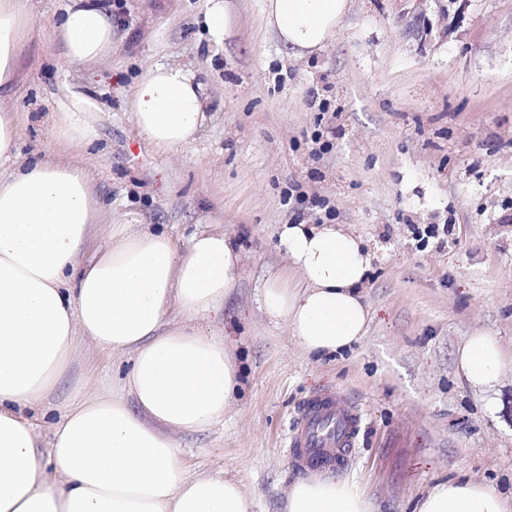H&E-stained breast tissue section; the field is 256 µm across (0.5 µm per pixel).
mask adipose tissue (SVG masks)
Segmentation results:
<instances>
[{
  "label": "adipose tissue",
  "instance_id": "obj_1",
  "mask_svg": "<svg viewBox=\"0 0 512 512\" xmlns=\"http://www.w3.org/2000/svg\"><path fill=\"white\" fill-rule=\"evenodd\" d=\"M102 0H69L52 25L62 55L94 64L112 51V16ZM267 23L297 57L321 49L349 0H263ZM31 19L26 0H0V88L13 81ZM206 91L190 67L154 63L128 101L139 141L168 156L196 142ZM92 95L62 82L52 114L68 150L97 138ZM18 121L0 109V512H253L239 478L189 476L178 433L223 422L240 369L203 321L223 309L242 274V255L220 230L178 248L167 231L125 216L95 245L102 207L88 169L59 157L18 163ZM278 247L301 277L268 279L267 321L287 325L307 354L330 356L365 334L361 288L372 255L337 224H284ZM102 353H131L125 395L91 393L77 379L57 407L46 399L70 366L79 340ZM460 375L494 393L506 368L499 342L478 331L456 358ZM56 410L48 451L36 415ZM284 512H370L359 488L328 477L297 480ZM414 512H512V490L468 478L434 485Z\"/></svg>",
  "mask_w": 512,
  "mask_h": 512
}]
</instances>
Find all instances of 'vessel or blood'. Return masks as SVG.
<instances>
[{
    "label": "vessel or blood",
    "instance_id": "b4317fda",
    "mask_svg": "<svg viewBox=\"0 0 512 512\" xmlns=\"http://www.w3.org/2000/svg\"><path fill=\"white\" fill-rule=\"evenodd\" d=\"M359 429L357 411L332 393L314 394L302 404L289 436L296 464L317 473L341 465Z\"/></svg>",
    "mask_w": 512,
    "mask_h": 512
}]
</instances>
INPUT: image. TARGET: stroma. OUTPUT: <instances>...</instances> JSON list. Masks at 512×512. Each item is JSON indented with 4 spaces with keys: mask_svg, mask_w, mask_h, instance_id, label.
I'll list each match as a JSON object with an SVG mask.
<instances>
[{
    "mask_svg": "<svg viewBox=\"0 0 512 512\" xmlns=\"http://www.w3.org/2000/svg\"><path fill=\"white\" fill-rule=\"evenodd\" d=\"M228 3L231 34L215 48L198 22L205 0H126L111 54L78 66L51 47L66 0H30L15 82L0 95L28 162L61 152L50 117L59 84L90 91L103 105L98 137L71 159L89 168L105 219L138 213L181 246L220 228L243 254L242 278L211 320L235 348L242 385L222 423L176 434L181 462L193 476L239 478L253 512H284L304 476L291 426L309 395L333 392L361 414L334 473L374 512H413L431 486L459 476L512 487V365L490 414L455 364L478 330L512 355V0H468L453 30L448 0L419 10L350 0L330 42L304 58L267 28L261 0ZM155 62L191 67L210 99L197 141L172 158L137 141L127 111ZM320 199L373 254L367 331L321 360L269 325L258 300L274 274L298 282L278 227L317 223ZM446 223L445 237L412 232ZM130 366L82 341L69 375L91 371L97 393L118 394Z\"/></svg>",
    "mask_w": 512,
    "mask_h": 512,
    "instance_id": "stroma-1",
    "label": "stroma"
}]
</instances>
